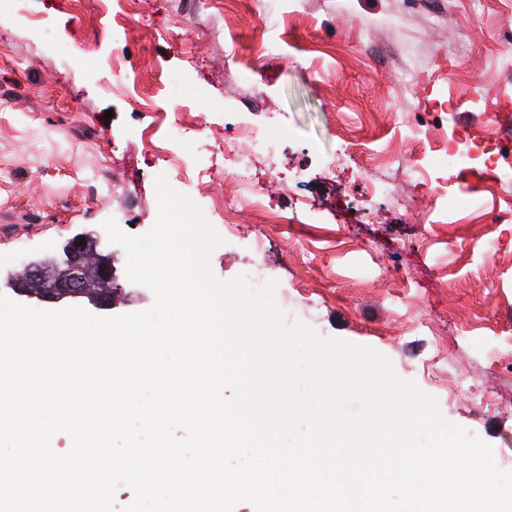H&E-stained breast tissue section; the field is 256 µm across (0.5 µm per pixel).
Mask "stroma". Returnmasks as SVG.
Listing matches in <instances>:
<instances>
[{"label":"stroma","instance_id":"35a3bbf8","mask_svg":"<svg viewBox=\"0 0 512 512\" xmlns=\"http://www.w3.org/2000/svg\"><path fill=\"white\" fill-rule=\"evenodd\" d=\"M0 9L1 272L110 219L148 231L164 177L222 236L217 279L253 266L277 280L288 320L387 356L512 471V222L491 221L512 208V0ZM159 106L186 163L152 150ZM247 123L276 142L249 175L287 223L248 209L224 164ZM452 140L492 148L494 173L443 166Z\"/></svg>","mask_w":512,"mask_h":512}]
</instances>
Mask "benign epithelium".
Here are the masks:
<instances>
[{"instance_id":"1","label":"benign epithelium","mask_w":512,"mask_h":512,"mask_svg":"<svg viewBox=\"0 0 512 512\" xmlns=\"http://www.w3.org/2000/svg\"><path fill=\"white\" fill-rule=\"evenodd\" d=\"M80 239L83 244L78 246L76 241ZM89 257L95 260L97 273L102 280L115 288L121 287L124 271L116 266L112 243L95 231L78 233L62 245L59 256L53 258L55 265L63 272L60 278L44 280L45 261L32 258L20 274L8 278L7 286L33 305L56 304L62 308L80 306L107 310L112 306V296L90 291L84 284V264Z\"/></svg>"}]
</instances>
